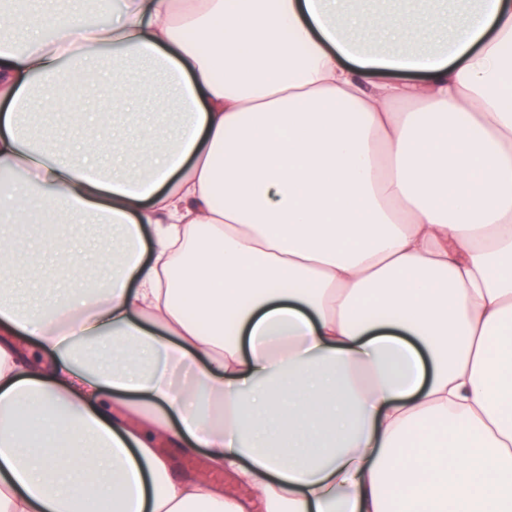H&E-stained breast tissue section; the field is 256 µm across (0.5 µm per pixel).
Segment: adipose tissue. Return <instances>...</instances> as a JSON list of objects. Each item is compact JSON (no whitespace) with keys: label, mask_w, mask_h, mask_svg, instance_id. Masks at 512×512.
<instances>
[{"label":"adipose tissue","mask_w":512,"mask_h":512,"mask_svg":"<svg viewBox=\"0 0 512 512\" xmlns=\"http://www.w3.org/2000/svg\"><path fill=\"white\" fill-rule=\"evenodd\" d=\"M0 6V512H512V0ZM107 57L82 148L22 130ZM141 161L137 175L120 170ZM124 248L12 292L15 228ZM27 1H52L47 3H28L26 8L32 12H40L48 10L49 12H57V13H69L72 14L75 18L87 22L91 16H87L82 13L79 9V6L76 0H27ZM58 225H60L59 227L62 234L68 236L74 246H79L82 242H91L98 252L108 247V242L100 235L99 231L94 226H86L80 230H72L67 224ZM157 449L162 455L168 457L171 472L175 478H190L208 469L207 456L203 448L184 452L179 448H170L166 443H161ZM210 482L226 495L239 498L244 501L251 499V492L248 488L238 484L234 477L225 472H210Z\"/></svg>","instance_id":"adipose-tissue-1"}]
</instances>
